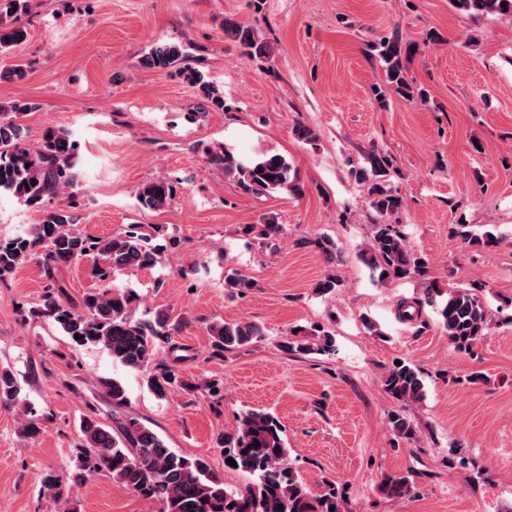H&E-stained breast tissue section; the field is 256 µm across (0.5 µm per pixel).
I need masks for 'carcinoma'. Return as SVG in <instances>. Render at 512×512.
<instances>
[{"mask_svg":"<svg viewBox=\"0 0 512 512\" xmlns=\"http://www.w3.org/2000/svg\"><path fill=\"white\" fill-rule=\"evenodd\" d=\"M451 6L470 16L512 14V0H450ZM29 0H0V58L12 53L24 42L27 30L17 24L19 14L28 10ZM224 33L248 49L253 57L270 60L273 47L260 39L255 31L233 22H224ZM383 71V80L373 86L375 97L382 99L392 91L402 97H422L425 90L410 83L408 63L417 53V44L395 32L376 44ZM189 54L176 43L157 42L143 56L146 69L176 73L215 109H225L224 96L198 68L187 63ZM27 74L22 63L0 67V80H21ZM34 102L0 101V191L4 190L31 205L44 198L64 196L60 206L48 212L40 223L24 235L0 241V278L19 265L35 260L48 280L42 314L53 319L77 345L95 343L104 346L112 360L134 370L145 369L156 352V339L165 323L136 321L131 316L132 294L123 290L88 291L80 300L69 297L65 281L59 273L80 259H96L91 276L107 280L114 272L147 264L152 257L150 241L159 235L140 231L132 224L110 237L92 236L77 228L79 216L71 192L77 183L75 142L69 131L46 126L38 146L27 144V129L19 122L23 116L36 112ZM206 162L224 172L242 188L265 194L294 187L292 166L282 155L269 153L250 163L241 161L222 143L205 149ZM392 159L378 157L371 168H355L354 177L369 183L371 204L381 218L374 225L371 244L360 251L359 258L377 274L378 280L420 279L422 293L415 301H402L397 306L398 318L412 322L421 317L424 306L434 308L448 339L459 352L471 354L483 341L491 327V317L475 288H445L428 276L429 259L410 249L398 225L388 223L402 208V199L392 187L381 180ZM173 196V187L164 180L145 184L138 195L148 210L165 208ZM461 235L484 248L498 247L502 237L491 230L472 235L460 225ZM250 232L259 239L277 238L283 226L270 220ZM226 285L245 296L257 282L247 274L234 272ZM215 348L229 351L264 336L262 327L254 322L216 321L207 327ZM81 339H75V335ZM288 350L301 354H331L336 351L333 335L321 328L306 331L290 330ZM385 391L402 408L421 402L424 384L418 369L410 362L400 361L387 370L383 379ZM148 386L161 398L175 387L199 388L179 378L169 368L159 375H148ZM99 389L112 402V425L100 424L92 415L80 422L82 448L79 467L82 474L107 473L112 480L131 490L138 497L161 505L160 512H346V491L331 480H323L321 491L313 492L288 464V448L280 421L264 410L249 409L237 416L236 426L220 438L224 458L236 462V468L255 476L246 488H231L211 468L204 457H186L169 448L165 441L136 417L125 415L126 389L114 378L101 377ZM20 387L12 371L0 370V405L9 406L18 400ZM390 425L397 437L413 441L417 436L415 421L406 413L393 411ZM380 492L391 499L414 493L410 476L383 474Z\"/></svg>","mask_w":512,"mask_h":512,"instance_id":"cac0c4a2","label":"carcinoma"}]
</instances>
